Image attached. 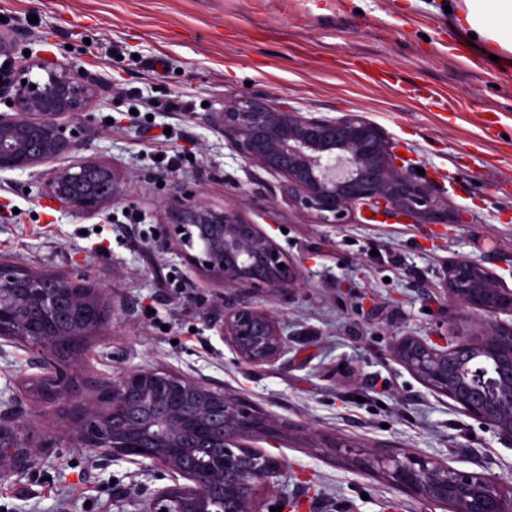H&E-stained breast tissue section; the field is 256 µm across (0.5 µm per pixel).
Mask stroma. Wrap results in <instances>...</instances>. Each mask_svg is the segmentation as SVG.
<instances>
[{"instance_id":"stroma-1","label":"stroma","mask_w":512,"mask_h":512,"mask_svg":"<svg viewBox=\"0 0 512 512\" xmlns=\"http://www.w3.org/2000/svg\"><path fill=\"white\" fill-rule=\"evenodd\" d=\"M431 0H0V32L95 75L79 147L62 164L108 163L123 195L97 214L62 211L45 177L0 173V262L90 282L105 324L65 355L45 400L40 350L0 338V412L20 404L48 453L0 478V512H146L186 480L163 466L81 447L76 411L134 370H160L238 399L276 436L255 448L282 469L260 512H450L356 461L429 457L512 497V440L429 388L397 357L404 336L440 347L512 326L448 290V267L482 263L512 292V68L463 43ZM233 97L311 118L357 114L380 126L448 211L444 224L390 216L322 223L288 198L282 175L244 159L213 121ZM182 101L183 111L172 110ZM499 116L492 139L480 117ZM173 138L156 142L164 129ZM236 209L287 253V288L223 285L192 266L166 230L175 196ZM270 313L286 346L243 361L224 312Z\"/></svg>"}]
</instances>
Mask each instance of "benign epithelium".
<instances>
[{"label": "benign epithelium", "mask_w": 512, "mask_h": 512, "mask_svg": "<svg viewBox=\"0 0 512 512\" xmlns=\"http://www.w3.org/2000/svg\"><path fill=\"white\" fill-rule=\"evenodd\" d=\"M100 90L97 78L56 58L37 57L0 77V99L11 101L0 113V172L25 171L52 162L78 147L72 124L87 111ZM224 134L232 137L248 161L283 175L288 198L313 211L327 224L341 223L359 205L373 206L382 214L432 223L448 219L427 186L397 165L391 144L374 123L358 115L341 118H306L267 99L237 98L214 113ZM46 188L64 209L95 214L122 197L113 169L87 161L52 170ZM177 224L170 234L183 244L196 241L200 254L188 260L224 284L254 288H288L296 272L285 251L258 225L241 219L235 209L216 210L201 200H175ZM284 268H278V264ZM57 289L46 286L44 276L0 264V335L13 336L42 320L36 347L43 352L72 349L77 338L99 323L97 301L74 291L72 318L65 330L54 325ZM461 303L484 309L483 299L472 293ZM512 309V294H499L489 315ZM224 338L243 359L271 362L284 350L279 328L270 315L245 303L224 314ZM487 348L512 355V326L496 331ZM437 355L409 364L448 387V365ZM478 370L453 374L457 388H473ZM97 408L80 412L74 422L76 438L85 448L103 450L133 462L150 460L190 481L157 495L148 512H213L219 499L224 512H258L256 494L276 474L281 462L272 458L260 472L241 465L238 448L264 435L252 410L202 383L174 374L163 378L153 370H136L103 390ZM465 412L496 425L512 439V424L494 423V417L512 416V385L505 396L489 404L463 403ZM16 427L0 425V477L24 470L31 448L21 442ZM377 464L394 484L445 503L460 501V512H512V500L486 478L450 469L430 458L376 453Z\"/></svg>", "instance_id": "7a95c632"}]
</instances>
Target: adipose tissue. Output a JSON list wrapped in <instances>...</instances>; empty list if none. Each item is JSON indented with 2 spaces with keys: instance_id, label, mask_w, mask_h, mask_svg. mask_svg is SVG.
Wrapping results in <instances>:
<instances>
[{
  "instance_id": "adipose-tissue-1",
  "label": "adipose tissue",
  "mask_w": 512,
  "mask_h": 512,
  "mask_svg": "<svg viewBox=\"0 0 512 512\" xmlns=\"http://www.w3.org/2000/svg\"><path fill=\"white\" fill-rule=\"evenodd\" d=\"M450 24L477 46L512 60V0H448Z\"/></svg>"
}]
</instances>
